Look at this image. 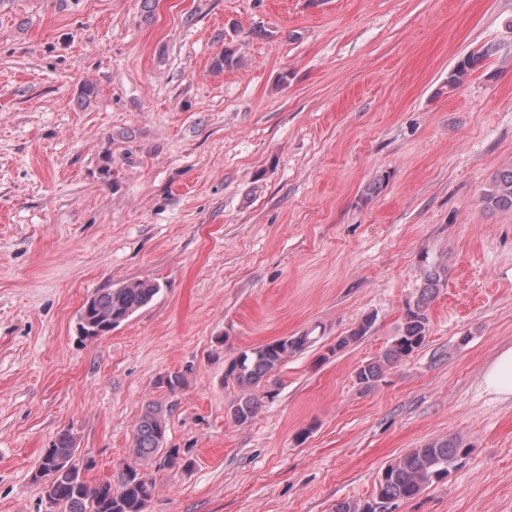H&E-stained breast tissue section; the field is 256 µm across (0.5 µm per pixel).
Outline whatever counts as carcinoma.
<instances>
[{
  "label": "carcinoma",
  "mask_w": 512,
  "mask_h": 512,
  "mask_svg": "<svg viewBox=\"0 0 512 512\" xmlns=\"http://www.w3.org/2000/svg\"><path fill=\"white\" fill-rule=\"evenodd\" d=\"M487 51L471 53L459 60L448 72V86L461 85ZM481 201L493 210H512V166L496 172L484 191ZM448 263L431 261L424 255L420 264V287L415 300L407 304L404 321L393 343L383 355L359 368L356 378L365 387L374 386L386 366L395 364L417 352L430 333L429 304L447 283ZM160 291V285L150 280L128 282L118 288H100L85 303L81 313V329L86 336H102L138 309L149 304ZM375 317L367 315L347 335L338 337L323 359L359 341L371 330ZM315 343V337L303 334L274 340L242 351L225 372L224 378L240 389V396L229 408L237 424L250 422L273 398L268 390L259 395L256 388L264 378L279 370L288 358ZM167 419L161 408L146 407L137 422L132 437V452L138 459L148 460L165 454V460L178 458L179 449L165 447ZM77 451L72 432L58 434L46 453L70 460ZM469 447L459 439H436L413 448L384 466L379 473L375 496L364 503L341 502L336 512H373L371 504L385 506L395 500L413 499L427 487L448 477L452 469L465 458ZM155 484L153 480L130 465L118 475V484L110 480L86 481L77 471H65L52 483L49 497L61 512H145Z\"/></svg>",
  "instance_id": "1"
}]
</instances>
